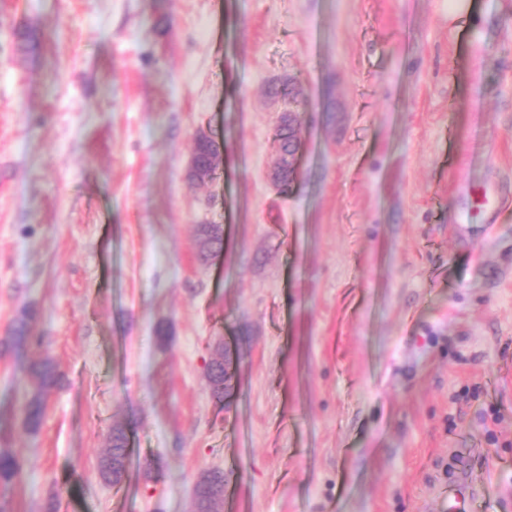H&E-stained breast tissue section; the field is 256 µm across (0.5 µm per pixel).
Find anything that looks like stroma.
I'll return each mask as SVG.
<instances>
[{
	"mask_svg": "<svg viewBox=\"0 0 512 512\" xmlns=\"http://www.w3.org/2000/svg\"><path fill=\"white\" fill-rule=\"evenodd\" d=\"M466 3L0 0V339L33 315L0 354L8 512H192L208 470L222 512H449L453 481L512 512V0ZM229 360L226 357L224 366V350L219 352L217 358L210 362L207 369L208 386L211 397L219 403L224 401V396L231 388L232 376L228 372ZM32 390L24 408L23 426L35 430L41 424L45 408V394L61 380L55 364L50 359L35 361L29 366ZM126 428L116 426L112 428L110 447L106 452L101 465V472L104 478L119 485L123 481L126 472V459L128 458ZM24 463L9 449H0V484L9 486L20 478Z\"/></svg>",
	"mask_w": 512,
	"mask_h": 512,
	"instance_id": "35a3bbf8",
	"label": "stroma"
}]
</instances>
